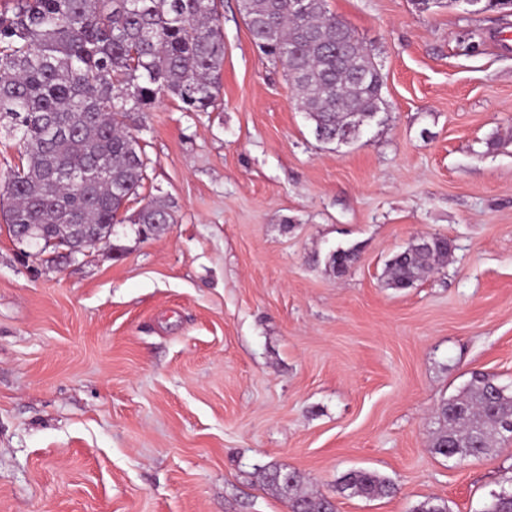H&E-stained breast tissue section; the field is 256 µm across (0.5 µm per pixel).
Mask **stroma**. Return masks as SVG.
<instances>
[{"instance_id":"obj_1","label":"stroma","mask_w":512,"mask_h":512,"mask_svg":"<svg viewBox=\"0 0 512 512\" xmlns=\"http://www.w3.org/2000/svg\"><path fill=\"white\" fill-rule=\"evenodd\" d=\"M370 51L384 108L319 141L282 65L224 0L221 103L161 98L138 131L132 224L72 260L0 231V512H291L265 468L337 512H481L512 443L447 458L437 406L471 372L512 385V16L460 0H325ZM441 235L408 289L386 262ZM360 260L339 275L336 249ZM391 494L336 489L345 473ZM338 491L343 493L350 490L353 494H359L366 497H377L390 494L394 487L393 484L384 478H381L374 471L360 469L353 470L341 477Z\"/></svg>"}]
</instances>
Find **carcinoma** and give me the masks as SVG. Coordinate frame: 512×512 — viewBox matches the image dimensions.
Returning <instances> with one entry per match:
<instances>
[{
	"instance_id": "1",
	"label": "carcinoma",
	"mask_w": 512,
	"mask_h": 512,
	"mask_svg": "<svg viewBox=\"0 0 512 512\" xmlns=\"http://www.w3.org/2000/svg\"><path fill=\"white\" fill-rule=\"evenodd\" d=\"M291 0H240V13L254 43L285 66L301 108L321 141L352 133L353 115L380 112L383 77L352 29L311 0L305 14ZM222 0H13L0 12V126L18 138L19 164L0 178L7 199L8 234L26 224L67 241L72 224L109 229L130 222L152 225L158 236L175 221L171 206L151 200L131 217L140 197L147 159L134 131V115L150 111L164 96L185 112L215 106L224 69ZM448 238L430 247L405 248L386 264L390 288H411L449 254ZM358 259L356 249L330 255L336 270ZM495 376L473 372L463 392L436 411L432 446L445 457L486 453L512 419V395L495 389ZM279 467L267 485L292 502V512H336L322 494L299 492ZM366 497L388 495L393 484L373 471L353 470L338 491ZM482 512H512V495L491 493Z\"/></svg>"
}]
</instances>
